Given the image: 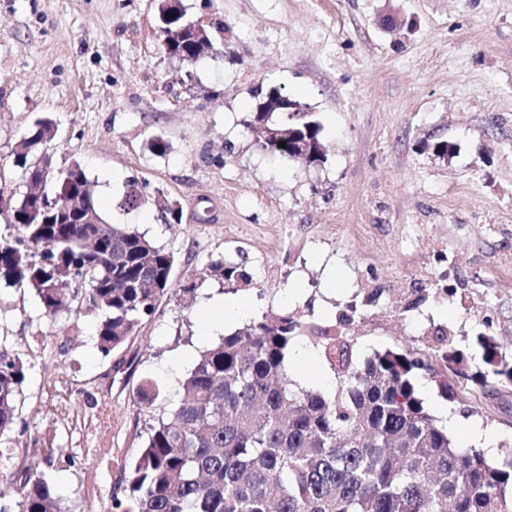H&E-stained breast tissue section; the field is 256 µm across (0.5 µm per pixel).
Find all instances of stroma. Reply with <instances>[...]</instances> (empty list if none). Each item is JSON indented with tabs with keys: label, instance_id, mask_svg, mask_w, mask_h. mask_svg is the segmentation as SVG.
<instances>
[{
	"label": "stroma",
	"instance_id": "1",
	"mask_svg": "<svg viewBox=\"0 0 512 512\" xmlns=\"http://www.w3.org/2000/svg\"><path fill=\"white\" fill-rule=\"evenodd\" d=\"M211 34L197 61L160 50L157 0H0V238L27 190L14 164L41 117L57 134L55 170L80 162L108 222L173 253L175 285L121 352L96 347L97 313L47 316L28 288H0V352L20 358L18 420L0 434V512H19L25 457L54 451L43 478L62 512H108L151 424L182 397L200 351L218 342L208 273L244 255L247 320L291 312L335 319L354 355L388 348L440 362L445 335L482 369L477 334L512 359V0H181ZM278 87L323 125L326 160L305 168L263 151L244 120L258 88ZM154 136L168 143L150 153ZM445 141L448 155L434 146ZM144 203L127 209L128 190ZM181 219L167 221L164 205ZM296 387L334 375L306 347ZM179 362L177 375L167 366ZM154 379L161 396L141 404ZM415 378L425 408L491 430L494 461L512 445V398L442 397ZM75 465H67V457Z\"/></svg>",
	"mask_w": 512,
	"mask_h": 512
}]
</instances>
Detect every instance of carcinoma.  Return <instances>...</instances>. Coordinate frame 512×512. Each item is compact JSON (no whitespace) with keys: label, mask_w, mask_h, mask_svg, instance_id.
<instances>
[{"label":"carcinoma","mask_w":512,"mask_h":512,"mask_svg":"<svg viewBox=\"0 0 512 512\" xmlns=\"http://www.w3.org/2000/svg\"><path fill=\"white\" fill-rule=\"evenodd\" d=\"M180 0H159L157 21L174 22ZM168 50L197 60L206 47L193 37ZM266 125L298 132L325 153L322 126L311 112L266 113ZM56 135L36 120L14 156L34 187L41 149ZM14 236L0 242V286L27 287L52 317L85 306L101 313L96 335L105 357L136 336L172 291L173 254L135 229L103 217L80 162L52 173L51 190L13 205ZM211 275L229 284L251 281L242 262L218 261ZM78 287L66 291L63 285ZM305 341L334 373L329 389H299L288 373L290 350ZM487 369L468 377L481 388L512 387V361L491 335L477 337ZM431 365L396 349L359 362L336 324L288 313L251 321L201 351L182 383L184 397L150 426L129 471V495L111 512H512V448L501 462L477 448H459L425 409L414 375ZM24 381L20 360L0 354V433L18 416ZM152 379L137 388L153 405ZM52 452L22 474L20 512H60L38 477Z\"/></svg>","instance_id":"carcinoma-1"}]
</instances>
